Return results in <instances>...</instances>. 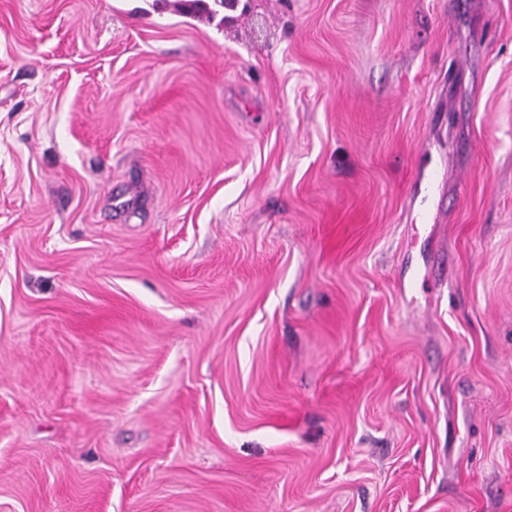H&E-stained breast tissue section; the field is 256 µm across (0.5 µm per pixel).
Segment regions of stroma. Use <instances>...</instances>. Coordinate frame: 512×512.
<instances>
[{
  "mask_svg": "<svg viewBox=\"0 0 512 512\" xmlns=\"http://www.w3.org/2000/svg\"><path fill=\"white\" fill-rule=\"evenodd\" d=\"M0 512H512V0H0ZM226 0H176L173 7L176 12L191 17H200L206 14L207 17H213L217 14V9H224ZM209 2H212L211 4Z\"/></svg>",
  "mask_w": 512,
  "mask_h": 512,
  "instance_id": "35a3bbf8",
  "label": "stroma"
}]
</instances>
